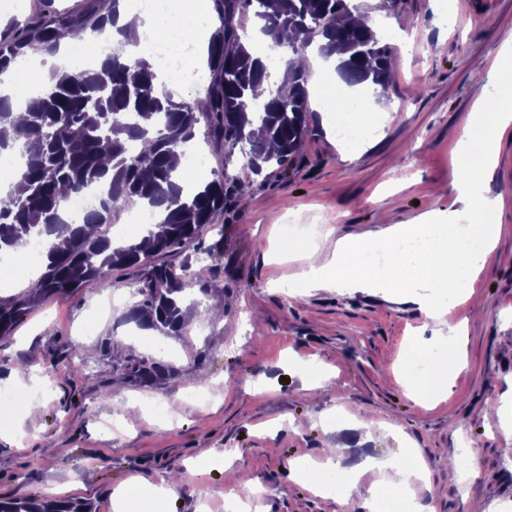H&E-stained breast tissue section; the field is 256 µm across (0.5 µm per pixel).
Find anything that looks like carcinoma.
Segmentation results:
<instances>
[{"mask_svg": "<svg viewBox=\"0 0 512 512\" xmlns=\"http://www.w3.org/2000/svg\"><path fill=\"white\" fill-rule=\"evenodd\" d=\"M120 0H112V18L98 13L70 14L51 24L38 16L7 24L11 37L0 40V75L12 71L33 42L55 53V33L66 28L78 36L101 34L116 25ZM219 26L208 54L210 84L189 103L174 99L160 84L152 64L131 57L127 47L138 38L123 29L112 39V53L92 70H53L13 120L10 97L0 96V153L21 156L0 188V254L44 242L43 273L24 294L0 299V337L7 336L27 310L55 295L76 292L90 282L112 278L118 270L137 271L140 300L127 313L143 330L182 336L186 310L203 300H187L185 268L155 264L171 249L200 244L218 228L217 214L240 201L237 177L222 170L202 187L185 189L176 172L178 155L196 137L200 122L207 135L232 151L240 148L245 165L259 175L268 167L287 171L305 136L313 109L307 71L286 60L284 96L256 99L267 64L243 42L248 19L261 24L271 47H288L294 56L316 45L321 57L348 55L337 71L349 85L366 81L380 89L391 79L392 48L370 28L353 20L351 0H213ZM97 206L81 224L65 218L68 199L100 184ZM161 214L156 229L112 245L101 227L133 205ZM125 377L151 386L168 369L153 360L131 358ZM0 512H92V504L72 498H0Z\"/></svg>", "mask_w": 512, "mask_h": 512, "instance_id": "1", "label": "carcinoma"}]
</instances>
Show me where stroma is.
<instances>
[{
	"mask_svg": "<svg viewBox=\"0 0 512 512\" xmlns=\"http://www.w3.org/2000/svg\"><path fill=\"white\" fill-rule=\"evenodd\" d=\"M388 24L380 39L394 47L387 114H361L383 133L355 151H341L333 130L313 119L288 173L253 175L241 153L198 134L208 171L228 168L245 204L228 207L208 233L218 250L158 255L185 267L189 298L219 282L234 297L221 320L186 336L141 330L126 321L135 278L117 271L21 316L0 338V398L18 408L0 422V496H67L112 512V493L138 473L158 485L178 479L168 512H231L232 496H249L250 512H341L333 493L311 480L290 479L289 461L317 458L334 443L344 466L365 457L404 462L410 440L429 467L432 494L422 512H512V459L499 434L501 406L512 397V135L498 144L487 182L504 205L497 249L476 294L482 312L460 337L467 365L450 377L434 405L410 400L392 384L411 354L447 366L452 345L434 344L437 326L417 307L383 291L298 287L297 262L281 250L282 225L316 224L314 245L329 254L337 239L410 224L455 207L463 169L453 158L465 128L487 95L512 94V0H357ZM148 357L170 366L158 385L128 383L113 357ZM41 413L28 419L30 401ZM167 408L157 417L154 405ZM373 422L368 438L344 429L347 416ZM478 450L464 483L458 450ZM232 461L241 485L224 483Z\"/></svg>",
	"mask_w": 512,
	"mask_h": 512,
	"instance_id": "35a3bbf8",
	"label": "stroma"
}]
</instances>
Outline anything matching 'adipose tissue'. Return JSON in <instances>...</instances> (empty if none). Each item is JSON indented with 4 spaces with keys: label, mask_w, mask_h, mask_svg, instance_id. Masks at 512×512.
Masks as SVG:
<instances>
[{
    "label": "adipose tissue",
    "mask_w": 512,
    "mask_h": 512,
    "mask_svg": "<svg viewBox=\"0 0 512 512\" xmlns=\"http://www.w3.org/2000/svg\"><path fill=\"white\" fill-rule=\"evenodd\" d=\"M103 14H116L118 27L137 36L155 30L178 28L191 34L195 27L213 24L210 0H169L165 15L155 18L132 4L121 0H103ZM487 117L484 150L479 161L468 162L471 135L463 133L458 145L459 157L467 164L463 178L456 186L461 209L447 213L422 216L413 224H392L377 234H360L337 239L329 258L319 259L316 254L305 255L298 274L303 287L384 288L397 299L418 305L424 318L443 323L447 314L458 305L469 303L481 273L497 248L499 225H491L489 232L472 247H462L445 234V226L463 221L480 222L502 207L501 198L488 195L485 182L497 165L496 146L502 135L512 128V96L490 97L483 106ZM381 258L379 265L365 271L360 261L367 255ZM388 462L369 459L353 467H342L335 449L325 451V460L316 463L306 459L296 461L289 469L290 478H303L321 472L325 481L340 480L347 492L341 506L365 499L378 488L386 476ZM178 490L173 485L156 487L152 494L132 497L128 489L117 491L112 497L113 512H166L168 501Z\"/></svg>",
    "instance_id": "adipose-tissue-1"
}]
</instances>
